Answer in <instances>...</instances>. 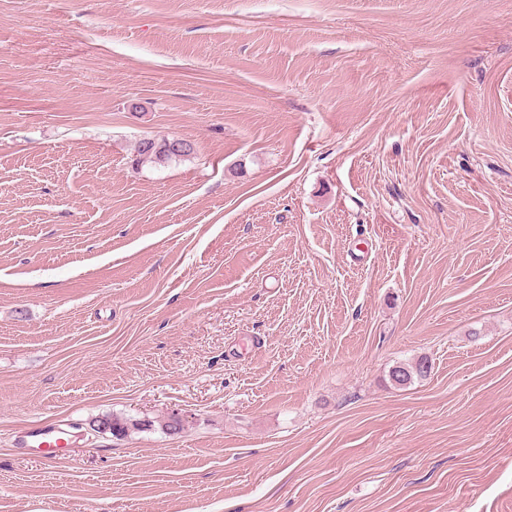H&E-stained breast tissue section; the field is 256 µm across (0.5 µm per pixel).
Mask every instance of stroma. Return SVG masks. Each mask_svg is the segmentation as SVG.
Returning <instances> with one entry per match:
<instances>
[{
    "label": "stroma",
    "instance_id": "stroma-1",
    "mask_svg": "<svg viewBox=\"0 0 512 512\" xmlns=\"http://www.w3.org/2000/svg\"><path fill=\"white\" fill-rule=\"evenodd\" d=\"M0 512H512V0H0ZM192 151L191 143L181 139L144 138L139 141L137 146L140 159L142 157L157 164H164L172 157L188 156ZM431 364L427 358H421L415 362H399L393 366L388 377L390 382L396 386H407L415 380L426 378L430 374ZM155 428L169 436L183 430L182 425H176L171 416L163 420L150 421L112 414L94 421L92 426V429L95 431H109L112 436L117 438L127 436L130 431H147L154 430ZM71 429L70 424L61 420L33 425L16 436L14 448L19 454H40L44 460L51 461L61 444L75 441L76 435Z\"/></svg>",
    "mask_w": 512,
    "mask_h": 512
}]
</instances>
